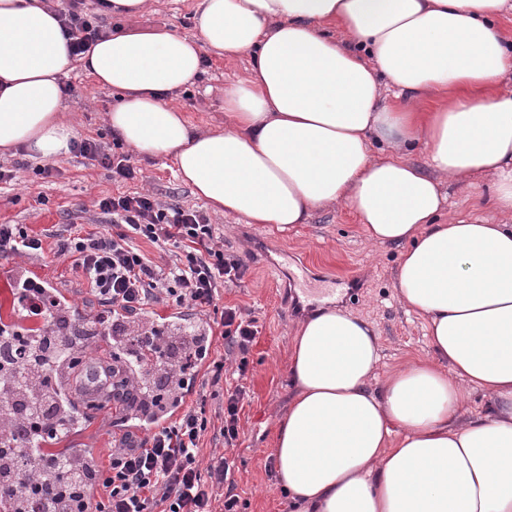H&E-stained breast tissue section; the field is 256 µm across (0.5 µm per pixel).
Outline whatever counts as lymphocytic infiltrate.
I'll return each instance as SVG.
<instances>
[{
    "label": "lymphocytic infiltrate",
    "instance_id": "obj_1",
    "mask_svg": "<svg viewBox=\"0 0 512 512\" xmlns=\"http://www.w3.org/2000/svg\"><path fill=\"white\" fill-rule=\"evenodd\" d=\"M57 15L73 55L86 52L104 31L82 0H67ZM74 153L111 171L115 182L137 172L120 141L85 137ZM98 207L111 229L81 234L71 227L30 233L21 224H0L1 257H40L50 252L70 259L97 306L89 312L61 298L44 280L25 276L17 284L12 323L0 322V377L26 376L30 394L50 399L43 412L15 407L0 413V502L10 512H240V497L224 491L235 462L200 459L204 438L234 446L239 437L243 386L225 387L224 359L215 339L247 354L258 329L232 307L223 308L215 328L174 349L165 329L143 321L147 306L164 303L200 312L217 306L227 284L241 280L245 265L225 256L210 217L152 194L106 196ZM147 240L158 251L148 257ZM95 325L113 346L98 357L99 381L121 398L130 420L150 423L145 437L125 432L115 439L106 463L90 462L77 449L46 455L47 441L75 428L80 413L68 402L59 378L84 383L85 359L57 328L60 316ZM206 365L208 390L193 386ZM218 401L210 411V401Z\"/></svg>",
    "mask_w": 512,
    "mask_h": 512
}]
</instances>
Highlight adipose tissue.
Wrapping results in <instances>:
<instances>
[{"label": "adipose tissue", "instance_id": "obj_1", "mask_svg": "<svg viewBox=\"0 0 512 512\" xmlns=\"http://www.w3.org/2000/svg\"><path fill=\"white\" fill-rule=\"evenodd\" d=\"M511 10L512 0H199L193 37L119 29L80 60L118 95L113 135L173 158L215 212L284 227L342 204L369 243L405 246L395 288L425 318L432 358L378 383L366 317L328 309L296 329L272 457L297 512H512V45L495 26ZM208 55L251 61L224 90L219 131L164 100L197 83ZM70 63L54 11L0 0L1 150L69 153ZM431 91L443 101L426 114L389 102ZM420 140L421 165L403 156ZM478 177L491 180L502 223H436L445 185ZM467 386L493 397L490 413L461 419Z\"/></svg>", "mask_w": 512, "mask_h": 512}]
</instances>
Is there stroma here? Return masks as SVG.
I'll list each match as a JSON object with an SVG mask.
<instances>
[{"instance_id":"1","label":"stroma","mask_w":512,"mask_h":512,"mask_svg":"<svg viewBox=\"0 0 512 512\" xmlns=\"http://www.w3.org/2000/svg\"><path fill=\"white\" fill-rule=\"evenodd\" d=\"M198 0H152L143 13L115 18L102 16L103 27L142 30L167 27L180 36L194 35L193 14ZM248 58L205 61V72L192 88L172 94L175 105L203 129L224 126V87L246 78ZM77 89L65 96L64 113L78 137H102L111 142L107 114L115 101L110 90L94 86L72 63L64 75ZM140 169L139 180L113 181L112 173L70 153L55 159V176L43 179L33 172L36 159L25 152L0 158L12 169V182L0 184V224H23L39 234L55 225L70 224L90 231L109 225L97 202L104 196L146 191L163 203L177 202L201 209L198 199L175 173L169 158L132 154ZM449 203L440 223L459 218L499 219L488 188L471 189L448 184ZM224 252L239 257L247 267L242 280L224 288L223 305L239 309L255 319L259 333L247 354L243 379L233 374L235 362L226 359L228 385L243 384L246 390L240 413L239 439L229 452L234 459L233 479L242 512H292L270 465L274 431L291 395L288 361L295 329L309 312L336 306L367 317L380 336V373L409 360L431 355L426 321L406 308L394 288L401 245H371L351 210L343 206L316 209L308 223L280 229L270 224H249L244 219L211 213ZM307 278L295 282L299 266Z\"/></svg>"}]
</instances>
